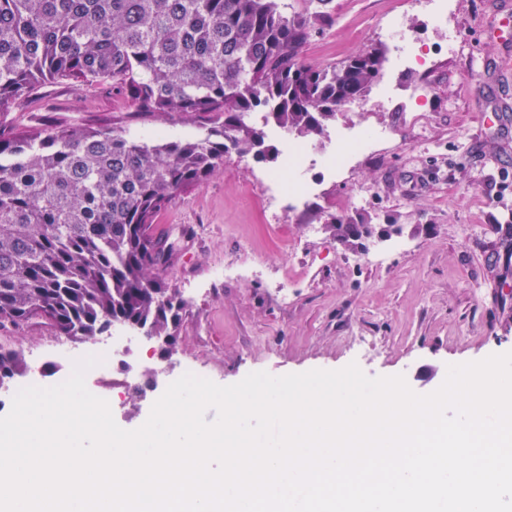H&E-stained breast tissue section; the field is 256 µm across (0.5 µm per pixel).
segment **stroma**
<instances>
[{"label":"stroma","mask_w":512,"mask_h":512,"mask_svg":"<svg viewBox=\"0 0 512 512\" xmlns=\"http://www.w3.org/2000/svg\"><path fill=\"white\" fill-rule=\"evenodd\" d=\"M460 50L412 0H330L332 25L304 47V63L324 68L374 46L387 60L378 84L340 109L339 127L389 132L349 171L308 177L318 194L271 214L265 178L278 161L230 156L222 169L179 194L155 219L175 244L164 276L186 302L171 358L149 352L131 377L112 368L102 392L116 423L134 430L166 381L194 363L216 384L249 373L274 376L357 363L370 377L404 376L417 394L444 382L447 368L512 352V294H502L492 243L512 234V38L497 31L512 0H451ZM411 29L422 63L395 65L380 32L386 17ZM392 86L397 104L381 107ZM500 121L483 122L488 110ZM132 124L143 136L189 137L199 123L175 114H135L108 84L50 83L0 126L105 127ZM389 226L382 258L348 248L323 229L331 217ZM50 328L0 327V345L23 355L47 351ZM144 386L141 397L129 395Z\"/></svg>","instance_id":"35a3bbf8"}]
</instances>
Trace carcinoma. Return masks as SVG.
<instances>
[{
    "instance_id": "carcinoma-1",
    "label": "carcinoma",
    "mask_w": 512,
    "mask_h": 512,
    "mask_svg": "<svg viewBox=\"0 0 512 512\" xmlns=\"http://www.w3.org/2000/svg\"><path fill=\"white\" fill-rule=\"evenodd\" d=\"M286 0H0V112L41 85L110 83L136 113L204 119L192 138L126 125L0 127V326L40 322L94 342L119 324L171 339L185 302L155 218L236 154L274 160L265 127L324 143L336 107L379 80L374 47L325 68L301 54L330 12ZM255 112L261 121L251 120ZM325 231L357 245L366 224ZM27 370L0 346V383Z\"/></svg>"
}]
</instances>
